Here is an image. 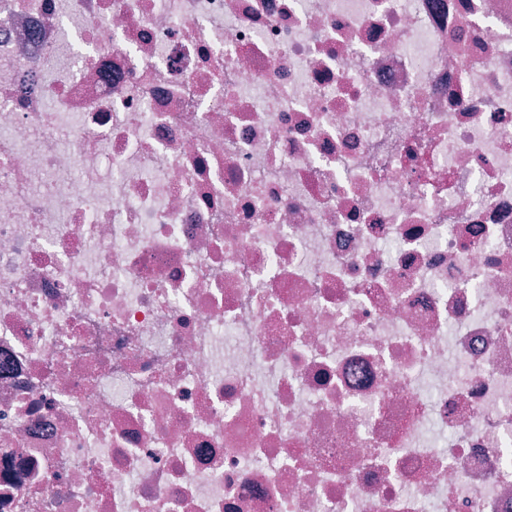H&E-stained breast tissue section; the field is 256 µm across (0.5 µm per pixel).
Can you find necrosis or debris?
I'll return each instance as SVG.
<instances>
[{
  "instance_id": "obj_1",
  "label": "necrosis or debris",
  "mask_w": 512,
  "mask_h": 512,
  "mask_svg": "<svg viewBox=\"0 0 512 512\" xmlns=\"http://www.w3.org/2000/svg\"><path fill=\"white\" fill-rule=\"evenodd\" d=\"M0 512H512V0H0Z\"/></svg>"
}]
</instances>
